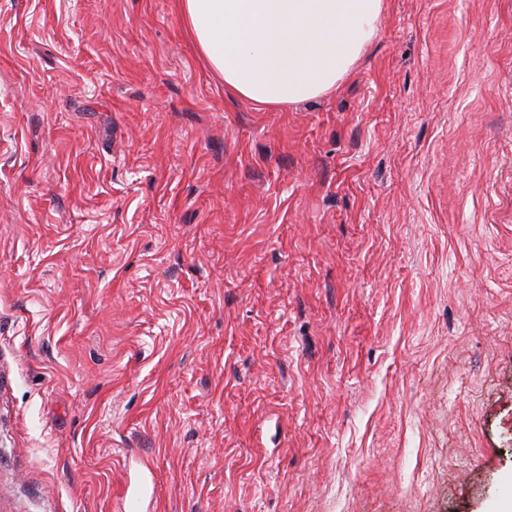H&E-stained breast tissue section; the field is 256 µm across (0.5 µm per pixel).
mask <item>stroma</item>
I'll use <instances>...</instances> for the list:
<instances>
[{
	"label": "stroma",
	"instance_id": "obj_1",
	"mask_svg": "<svg viewBox=\"0 0 512 512\" xmlns=\"http://www.w3.org/2000/svg\"><path fill=\"white\" fill-rule=\"evenodd\" d=\"M499 512L512 0H385L229 95L176 0H0V512Z\"/></svg>",
	"mask_w": 512,
	"mask_h": 512
}]
</instances>
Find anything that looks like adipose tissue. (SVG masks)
<instances>
[{"mask_svg": "<svg viewBox=\"0 0 512 512\" xmlns=\"http://www.w3.org/2000/svg\"><path fill=\"white\" fill-rule=\"evenodd\" d=\"M233 96L279 109L327 94L375 34L384 0H177Z\"/></svg>", "mask_w": 512, "mask_h": 512, "instance_id": "adipose-tissue-1", "label": "adipose tissue"}]
</instances>
